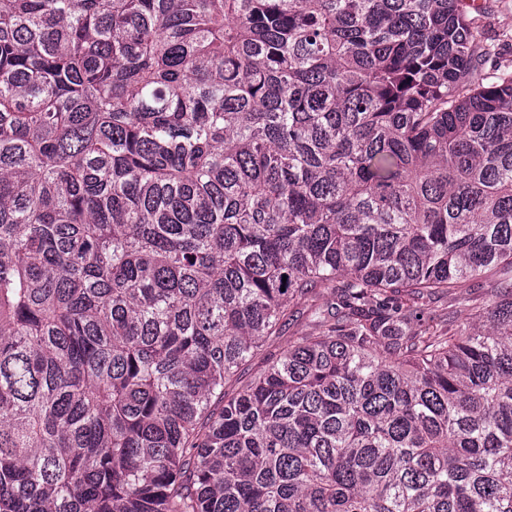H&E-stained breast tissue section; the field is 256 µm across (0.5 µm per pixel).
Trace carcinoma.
Listing matches in <instances>:
<instances>
[{
    "instance_id": "1",
    "label": "carcinoma",
    "mask_w": 512,
    "mask_h": 512,
    "mask_svg": "<svg viewBox=\"0 0 512 512\" xmlns=\"http://www.w3.org/2000/svg\"><path fill=\"white\" fill-rule=\"evenodd\" d=\"M489 56L464 0H0V512H512ZM473 282H466L462 288H456L451 295L439 298L430 303L441 319L448 318L455 324L466 322L469 309L488 300L494 293L495 281L489 277L482 280L481 288H468Z\"/></svg>"
}]
</instances>
